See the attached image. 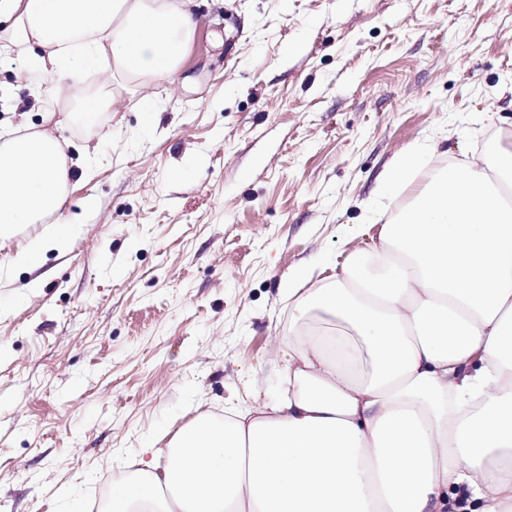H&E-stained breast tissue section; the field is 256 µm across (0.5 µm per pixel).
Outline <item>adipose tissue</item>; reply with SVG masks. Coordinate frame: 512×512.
<instances>
[{
    "label": "adipose tissue",
    "instance_id": "1",
    "mask_svg": "<svg viewBox=\"0 0 512 512\" xmlns=\"http://www.w3.org/2000/svg\"><path fill=\"white\" fill-rule=\"evenodd\" d=\"M195 0H0V36L64 94L106 67L144 90L179 71ZM69 145L0 133V247L34 270L71 244ZM431 149L414 145L374 202V260L288 282L284 390L260 407L195 415L138 449L105 512H512V142L436 169L393 207Z\"/></svg>",
    "mask_w": 512,
    "mask_h": 512
}]
</instances>
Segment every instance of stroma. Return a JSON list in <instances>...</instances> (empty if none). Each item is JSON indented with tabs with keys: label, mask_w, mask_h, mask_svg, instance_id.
<instances>
[{
	"label": "stroma",
	"mask_w": 512,
	"mask_h": 512,
	"mask_svg": "<svg viewBox=\"0 0 512 512\" xmlns=\"http://www.w3.org/2000/svg\"><path fill=\"white\" fill-rule=\"evenodd\" d=\"M174 81L67 121L80 228L0 271V512L106 507L135 449L281 392L284 279L370 253L379 177L512 137V0H196ZM51 84L0 44V127Z\"/></svg>",
	"instance_id": "obj_1"
}]
</instances>
